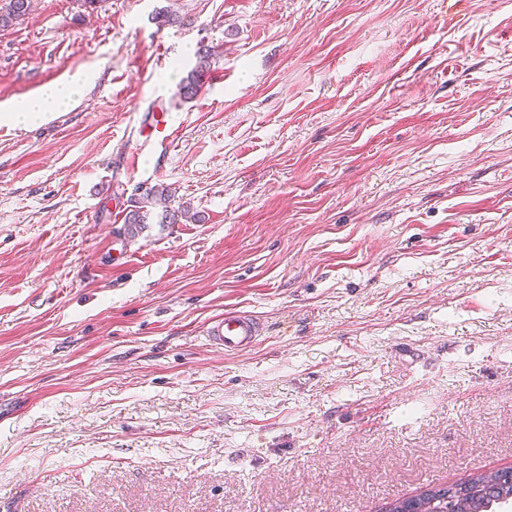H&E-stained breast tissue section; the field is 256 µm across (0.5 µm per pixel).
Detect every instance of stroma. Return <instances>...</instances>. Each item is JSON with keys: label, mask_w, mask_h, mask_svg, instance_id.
Wrapping results in <instances>:
<instances>
[{"label": "stroma", "mask_w": 512, "mask_h": 512, "mask_svg": "<svg viewBox=\"0 0 512 512\" xmlns=\"http://www.w3.org/2000/svg\"><path fill=\"white\" fill-rule=\"evenodd\" d=\"M78 72L0 114V512H377L512 467V0L0 28V111ZM154 112L181 131L135 174ZM157 184L193 222L115 221ZM230 308L264 329L236 354L206 341ZM213 58L212 50L207 45L203 44L197 48L195 65L180 83L181 97L192 98L197 94L203 79L211 70ZM87 79L88 75L78 74L65 84L44 88L37 97L14 101L6 109V117L17 125L29 124L40 119L48 106L66 108L81 94Z\"/></svg>", "instance_id": "obj_1"}]
</instances>
